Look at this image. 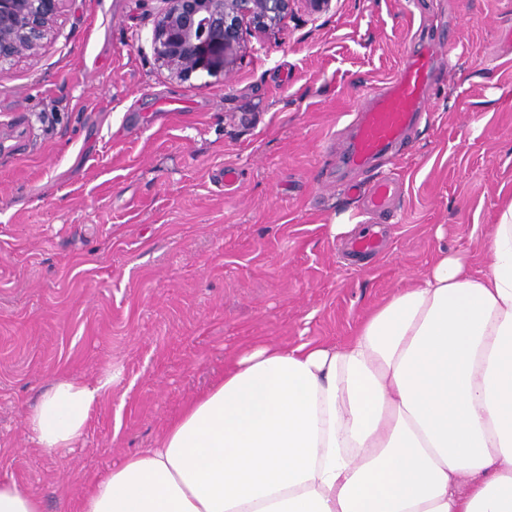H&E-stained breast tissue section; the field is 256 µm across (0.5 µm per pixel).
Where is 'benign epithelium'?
Wrapping results in <instances>:
<instances>
[{
    "label": "benign epithelium",
    "mask_w": 512,
    "mask_h": 512,
    "mask_svg": "<svg viewBox=\"0 0 512 512\" xmlns=\"http://www.w3.org/2000/svg\"><path fill=\"white\" fill-rule=\"evenodd\" d=\"M329 8L332 0H162L153 45L157 63L182 83L225 71L248 34L278 30L294 7ZM67 0H0V68L35 56Z\"/></svg>",
    "instance_id": "benign-epithelium-1"
}]
</instances>
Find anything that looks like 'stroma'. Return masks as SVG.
Here are the masks:
<instances>
[{
    "instance_id": "1",
    "label": "stroma",
    "mask_w": 512,
    "mask_h": 512,
    "mask_svg": "<svg viewBox=\"0 0 512 512\" xmlns=\"http://www.w3.org/2000/svg\"><path fill=\"white\" fill-rule=\"evenodd\" d=\"M161 7L69 0L38 56L0 69V479L46 512H79L252 340L340 345L439 252L485 269L512 205V0L300 2L202 87L158 67ZM453 39L428 119L377 164L405 186L389 246L347 265L331 227L368 221L344 190L368 175L323 147H344L363 89ZM111 365L123 381L74 448L29 445L26 413L54 378Z\"/></svg>"
}]
</instances>
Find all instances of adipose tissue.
Segmentation results:
<instances>
[{"mask_svg": "<svg viewBox=\"0 0 512 512\" xmlns=\"http://www.w3.org/2000/svg\"><path fill=\"white\" fill-rule=\"evenodd\" d=\"M488 251L440 253L342 345L253 341L81 512H512V207ZM120 380L55 378L31 441L74 447Z\"/></svg>", "mask_w": 512, "mask_h": 512, "instance_id": "ef3b65f1", "label": "adipose tissue"}]
</instances>
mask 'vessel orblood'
Masks as SVG:
<instances>
[{
  "mask_svg": "<svg viewBox=\"0 0 512 512\" xmlns=\"http://www.w3.org/2000/svg\"><path fill=\"white\" fill-rule=\"evenodd\" d=\"M435 50L423 46L413 50L394 79L380 89H368L354 110L351 137L336 165L350 171H371L376 160L401 144L408 131L426 112L427 91L432 81ZM350 193H362L366 211L385 215L403 194L396 179L373 174L366 188L349 185ZM383 246L382 229L377 224L363 225L348 249L352 257L364 258Z\"/></svg>",
  "mask_w": 512,
  "mask_h": 512,
  "instance_id": "obj_1",
  "label": "vessel or blood"
}]
</instances>
